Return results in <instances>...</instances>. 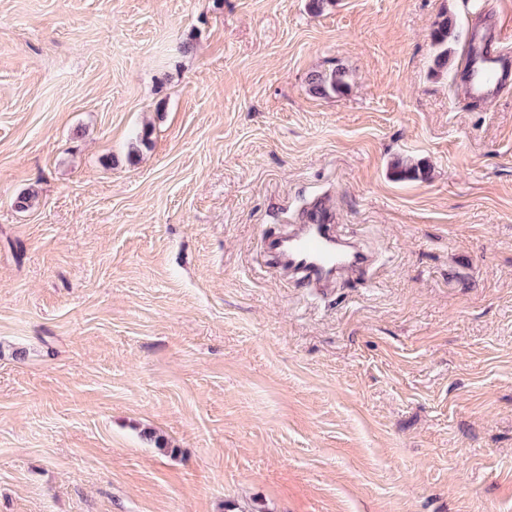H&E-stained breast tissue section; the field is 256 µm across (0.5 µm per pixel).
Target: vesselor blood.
<instances>
[{"instance_id": "obj_1", "label": "vessel or blood", "mask_w": 512, "mask_h": 512, "mask_svg": "<svg viewBox=\"0 0 512 512\" xmlns=\"http://www.w3.org/2000/svg\"><path fill=\"white\" fill-rule=\"evenodd\" d=\"M507 38L495 15L472 28L459 72L470 104L479 106L512 90ZM265 244L273 263L305 288H331L339 278L366 274L378 263L359 241L338 234L334 215L323 201L306 213L303 223L267 238Z\"/></svg>"}]
</instances>
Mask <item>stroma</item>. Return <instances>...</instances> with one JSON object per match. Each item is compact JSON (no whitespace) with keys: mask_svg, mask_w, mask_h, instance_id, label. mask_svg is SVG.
Masks as SVG:
<instances>
[{"mask_svg":"<svg viewBox=\"0 0 512 512\" xmlns=\"http://www.w3.org/2000/svg\"><path fill=\"white\" fill-rule=\"evenodd\" d=\"M484 2L0 0V512H512ZM322 195L382 265L317 296L262 246ZM456 24L452 17L444 13L438 16L431 32L432 46L434 48L432 73L442 74L448 69L450 50L448 41L455 39ZM505 40H510V34L496 15L471 29L459 72L470 104L480 106L512 89V53L504 46ZM311 91L319 96L342 93L347 85L346 74L337 68L328 73H317L311 77Z\"/></svg>","mask_w":512,"mask_h":512,"instance_id":"stroma-1","label":"stroma"}]
</instances>
